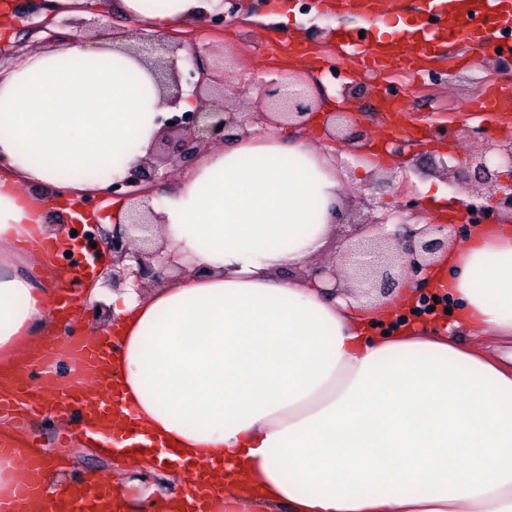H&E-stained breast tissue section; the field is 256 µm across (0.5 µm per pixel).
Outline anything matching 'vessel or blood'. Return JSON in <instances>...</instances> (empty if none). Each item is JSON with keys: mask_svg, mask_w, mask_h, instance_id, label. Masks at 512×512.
I'll return each instance as SVG.
<instances>
[{"mask_svg": "<svg viewBox=\"0 0 512 512\" xmlns=\"http://www.w3.org/2000/svg\"><path fill=\"white\" fill-rule=\"evenodd\" d=\"M383 0H344V4L357 11L368 27L383 22L386 12ZM457 0H427L429 11L446 17L443 29L432 31L435 40H447L464 47L489 45V20L512 21V0H467L466 12L456 10ZM359 48V64L371 72L419 71L427 58L416 50L410 35L386 41L354 38ZM478 111L498 120L512 115V86L491 83L475 100ZM89 407L91 426L107 422L113 415L109 398H93L88 393L75 395L73 400L61 401V408L70 404ZM113 491L110 485L100 484L93 489L73 484L61 489L54 500L42 498L37 487L24 488L16 502H0V512H112Z\"/></svg>", "mask_w": 512, "mask_h": 512, "instance_id": "1", "label": "vessel or blood"}]
</instances>
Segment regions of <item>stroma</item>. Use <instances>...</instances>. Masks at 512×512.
I'll return each instance as SVG.
<instances>
[{
    "label": "stroma",
    "instance_id": "obj_1",
    "mask_svg": "<svg viewBox=\"0 0 512 512\" xmlns=\"http://www.w3.org/2000/svg\"><path fill=\"white\" fill-rule=\"evenodd\" d=\"M18 11L8 33L0 68L23 64L36 50L52 47L53 33L74 37H127L135 23L101 5L80 15L51 17L35 8L32 0H9ZM288 24L273 19L267 0H260L257 11L240 12L236 21L218 30L209 23L170 29L166 41L185 39L196 44L200 58L210 71L224 75L225 86L211 89V96H225L230 108L249 120H257L265 107L257 86L248 77L275 78L293 72L300 76L317 112H347L351 120L342 130V141L329 142L323 122L315 121L300 129L286 127V134H297L324 147L338 167L350 175L344 184V205L337 217L334 234L320 259L331 263L343 256L368 233L369 223L385 215H401L409 224H433L437 216L426 206L424 182L438 178L451 203L476 196L477 182L458 183L443 171L430 172L423 166V149L437 150L466 159L482 153L497 140L512 138V126L506 127L488 117L472 114L474 96L488 82L512 78L505 62L512 50H505L508 37L504 25H495L493 45L467 50L459 59H451L448 45L433 42L428 46L433 60L429 77L420 86L394 75L356 77L355 64L339 47L342 35L355 36L365 23L355 11L343 9L327 13L307 7L304 0H292ZM397 102L404 109L401 130L388 133L379 120L383 103ZM405 147L395 151L394 140ZM377 146L384 149L381 170L364 173L358 158L361 150ZM412 189L399 193L402 179ZM41 447L62 454L68 481H81L93 471L110 482H128V474L119 453L101 454L94 448H80L74 429L62 428L57 421L30 417L24 430Z\"/></svg>",
    "mask_w": 512,
    "mask_h": 512
}]
</instances>
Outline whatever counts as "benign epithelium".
<instances>
[{
	"label": "benign epithelium",
	"instance_id": "7a95c632",
	"mask_svg": "<svg viewBox=\"0 0 512 512\" xmlns=\"http://www.w3.org/2000/svg\"><path fill=\"white\" fill-rule=\"evenodd\" d=\"M228 10L210 16L211 26L222 27L238 11L239 0H222ZM134 50L150 65L171 106H177L183 90L177 68L176 53L186 52L193 94L201 95L203 87L216 82V76L199 64L196 49L191 45H170L154 33L137 32ZM261 99L277 111L280 119L295 125L306 124L311 105L302 81L281 77L256 81ZM173 124L164 125L166 148L143 162L142 167L129 176L112 182L111 196L117 201L139 203L153 195L154 188L163 179L159 167L188 164L205 143H222L237 126L236 113L224 100L204 101L200 108L171 117ZM474 179L493 195L498 205L512 216V182L501 183V178L512 176V141L497 142L486 148V153L469 161ZM506 171H501V168ZM371 227L378 233L351 248L344 267L347 276L355 280L361 294L367 296L377 288L384 289L392 279L391 270L407 267L414 273L428 269L440 250L448 247V225L425 224L416 229L399 224L392 232L385 230L386 218L377 219ZM93 239L112 253V271L108 278L112 286L131 284L135 291L144 288L148 278H162L165 271L176 266L174 258L163 253L154 241V224L150 207H136L125 224H114L106 231L95 225Z\"/></svg>",
	"mask_w": 512,
	"mask_h": 512
}]
</instances>
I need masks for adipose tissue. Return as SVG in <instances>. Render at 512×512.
Instances as JSON below:
<instances>
[{"label":"adipose tissue","mask_w":512,"mask_h":512,"mask_svg":"<svg viewBox=\"0 0 512 512\" xmlns=\"http://www.w3.org/2000/svg\"><path fill=\"white\" fill-rule=\"evenodd\" d=\"M165 32L219 0H118ZM169 106L121 43L80 39L0 71V370L27 393L35 369L73 362L54 390L96 385L98 368L59 337L70 281L51 270L71 239L50 226L60 192L124 178ZM343 175L306 140L265 131L204 151L153 208L156 242L183 265L166 286L113 295L87 341L115 336L109 370L136 449L180 480L152 512L191 502L189 465L216 461L214 512H512V367L433 327L377 321L286 277L326 244ZM433 286L455 327L512 337V225L487 224L439 254ZM15 440V439H14ZM0 457V500L30 481V441Z\"/></svg>","instance_id":"obj_1"}]
</instances>
